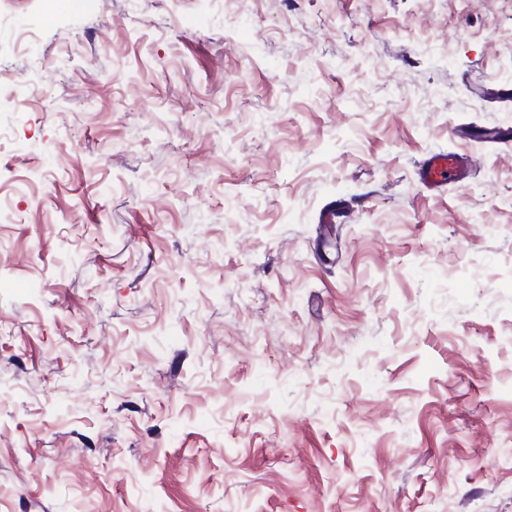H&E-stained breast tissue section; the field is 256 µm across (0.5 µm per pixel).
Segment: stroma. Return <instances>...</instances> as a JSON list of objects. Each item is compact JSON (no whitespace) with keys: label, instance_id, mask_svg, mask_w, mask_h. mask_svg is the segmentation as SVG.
I'll use <instances>...</instances> for the list:
<instances>
[{"label":"stroma","instance_id":"35a3bbf8","mask_svg":"<svg viewBox=\"0 0 512 512\" xmlns=\"http://www.w3.org/2000/svg\"><path fill=\"white\" fill-rule=\"evenodd\" d=\"M34 36L0 512H512V0H57ZM465 179L464 162L455 152L433 154L420 175L421 184L429 189L437 188L447 181L462 186Z\"/></svg>","mask_w":512,"mask_h":512}]
</instances>
